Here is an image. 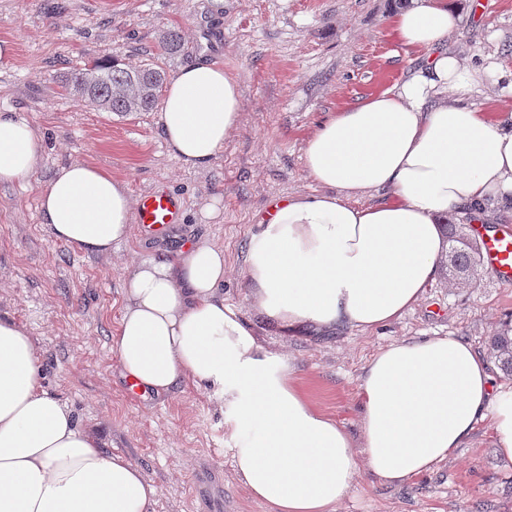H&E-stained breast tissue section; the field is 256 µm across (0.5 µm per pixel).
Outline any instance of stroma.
<instances>
[{
  "instance_id": "obj_1",
  "label": "stroma",
  "mask_w": 512,
  "mask_h": 512,
  "mask_svg": "<svg viewBox=\"0 0 512 512\" xmlns=\"http://www.w3.org/2000/svg\"><path fill=\"white\" fill-rule=\"evenodd\" d=\"M447 49L478 64L512 68V0H478ZM400 0H0V110L35 127L45 147L34 183L0 186V317L26 328L44 389L73 411L103 448L138 464L160 494L155 512H272L236 480L224 414L194 384L173 394L137 393L111 350L124 303L125 268L170 259L189 241L224 248V298L265 344L287 351L309 402L359 432V378L391 343L457 336L489 354L512 320V286L482 272L475 284L438 279L392 323L363 333L284 336L257 314L243 259L260 216L279 198L311 194L306 138L330 112L404 81L427 55L392 34ZM181 37L165 53L162 32ZM116 60L157 61L167 75L199 61L223 66L241 90L242 123L207 167L183 168L159 133L158 112H103L62 89L72 69ZM94 165L133 197L167 191L183 202L163 236L135 230L105 256L56 241L38 212L37 183L59 165ZM335 512H512V462L480 424L462 448L402 484L362 473Z\"/></svg>"
}]
</instances>
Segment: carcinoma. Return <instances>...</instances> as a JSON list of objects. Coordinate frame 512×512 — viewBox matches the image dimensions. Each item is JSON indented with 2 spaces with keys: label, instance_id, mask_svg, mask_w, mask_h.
Masks as SVG:
<instances>
[{
  "label": "carcinoma",
  "instance_id": "carcinoma-1",
  "mask_svg": "<svg viewBox=\"0 0 512 512\" xmlns=\"http://www.w3.org/2000/svg\"><path fill=\"white\" fill-rule=\"evenodd\" d=\"M165 81L166 72L155 62L124 68L114 61H96L87 68L71 71L62 88L105 112L128 114L152 111ZM442 228L451 255V264L445 268L446 277L465 283L469 281L467 273L475 265L476 256L467 243L464 225L448 220ZM491 345L500 369L512 376V329L492 337Z\"/></svg>",
  "mask_w": 512,
  "mask_h": 512
}]
</instances>
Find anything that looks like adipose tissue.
Returning a JSON list of instances; mask_svg holds the SVG:
<instances>
[{"label":"adipose tissue","mask_w":512,"mask_h":512,"mask_svg":"<svg viewBox=\"0 0 512 512\" xmlns=\"http://www.w3.org/2000/svg\"><path fill=\"white\" fill-rule=\"evenodd\" d=\"M460 20L457 0H412L394 14L396 40L428 52L426 68L321 123L303 146L318 193L274 204L250 235L248 294L281 334L367 332L399 319L439 277L449 212L477 215L492 200L512 207V124L471 101L484 82L512 93V68L448 54ZM241 121L238 83L222 66L197 62L170 79L160 135L185 167L210 165ZM42 151L34 127L0 112V185L29 183ZM380 189L391 198L352 205ZM39 207L53 238L86 255L111 254L133 233L127 184L93 165L58 167ZM223 282L224 250L208 242L127 266L112 352L140 389L211 387L235 475L273 512H334L364 470L409 481L483 421L512 461V384H493L470 343L430 336L375 353L359 383L355 438L312 406L287 353L260 341ZM158 496L139 465L106 452L43 390L31 336L0 318V512H154Z\"/></svg>","instance_id":"1"}]
</instances>
